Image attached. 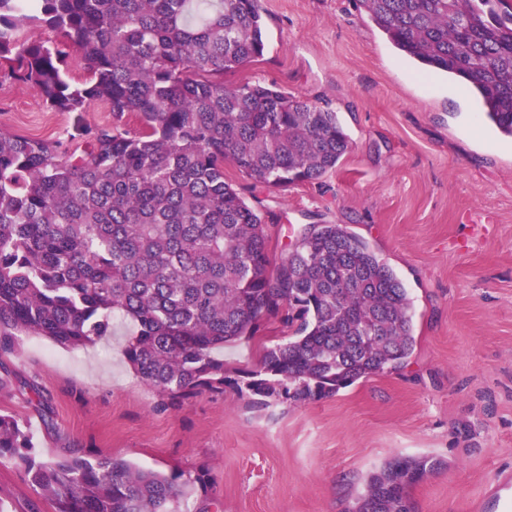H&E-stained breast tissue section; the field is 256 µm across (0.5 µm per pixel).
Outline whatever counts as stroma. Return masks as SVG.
<instances>
[{
    "label": "stroma",
    "mask_w": 512,
    "mask_h": 512,
    "mask_svg": "<svg viewBox=\"0 0 512 512\" xmlns=\"http://www.w3.org/2000/svg\"><path fill=\"white\" fill-rule=\"evenodd\" d=\"M265 51L253 80L336 112L350 149L320 180L254 186L226 166L280 258L308 224H343L396 272L416 337L407 363L305 404L253 406L233 389L163 404L125 357L133 324L67 350L20 336L0 413L38 447L112 454L180 475L183 512H350L367 476L398 455L437 459L413 485L417 512H500L491 492L512 476V141L463 85L421 69L355 0H260ZM81 118L43 108L35 91L0 87V128L70 141ZM276 318L224 348L229 368L257 369ZM10 512H52L25 474L0 464Z\"/></svg>",
    "instance_id": "1"
}]
</instances>
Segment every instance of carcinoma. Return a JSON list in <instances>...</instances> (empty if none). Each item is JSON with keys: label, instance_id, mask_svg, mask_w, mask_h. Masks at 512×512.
<instances>
[{"label": "carcinoma", "instance_id": "cac0c4a2", "mask_svg": "<svg viewBox=\"0 0 512 512\" xmlns=\"http://www.w3.org/2000/svg\"><path fill=\"white\" fill-rule=\"evenodd\" d=\"M357 2L398 50L461 80L512 139V0ZM264 49L259 0H0V81L34 89L52 112H110L72 146L0 129V356L21 334L85 348L118 314L137 325L128 361L160 395L231 386L256 405L319 401L407 362L410 298L369 242L309 224L275 264L266 225L226 178L228 162L263 187L311 183L349 149L335 112L224 82ZM72 51L82 80L66 73ZM267 316L288 339L263 349L242 387L215 352ZM5 458L52 512H180L175 474L111 454L53 456L0 414ZM439 466L392 458L351 512H415L408 489Z\"/></svg>", "mask_w": 512, "mask_h": 512}]
</instances>
